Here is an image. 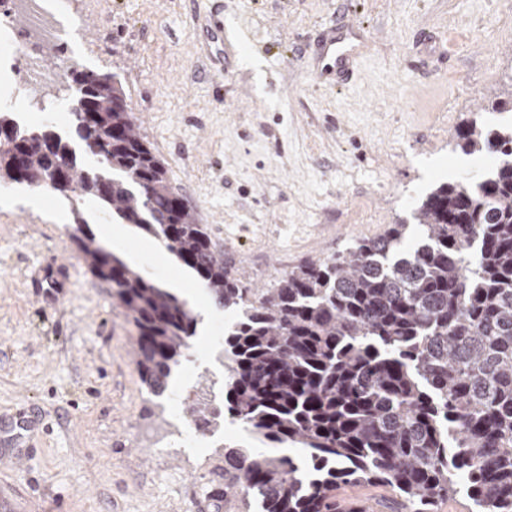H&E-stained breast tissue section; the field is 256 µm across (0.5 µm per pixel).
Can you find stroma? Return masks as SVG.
<instances>
[{
    "mask_svg": "<svg viewBox=\"0 0 512 512\" xmlns=\"http://www.w3.org/2000/svg\"><path fill=\"white\" fill-rule=\"evenodd\" d=\"M78 42L55 62L117 75L138 132L224 259L258 285L299 261L411 220L442 182L488 173L492 154L452 150L471 113L512 122V0H222L238 59L216 73L194 43L211 0H69ZM371 50L347 89L315 85L307 44L336 20ZM58 192L0 186V414L33 409L25 448L0 447V512H246L224 494L225 448L258 442L225 424L223 447H168L202 389L210 336H194L156 402L132 357L137 330L70 239ZM72 259L66 276L52 269Z\"/></svg>",
    "mask_w": 512,
    "mask_h": 512,
    "instance_id": "1",
    "label": "stroma"
}]
</instances>
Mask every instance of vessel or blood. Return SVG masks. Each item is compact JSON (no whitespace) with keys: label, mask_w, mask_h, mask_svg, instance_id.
Returning <instances> with one entry per match:
<instances>
[{"label":"vessel or blood","mask_w":512,"mask_h":512,"mask_svg":"<svg viewBox=\"0 0 512 512\" xmlns=\"http://www.w3.org/2000/svg\"><path fill=\"white\" fill-rule=\"evenodd\" d=\"M205 40L201 45L216 70H223L236 48L224 38V17L219 8H211L203 28ZM370 51V44L360 25L354 23L324 28L315 43L310 74L315 84L349 87L360 62ZM34 426L24 413L17 412L0 419V441L21 444L25 432Z\"/></svg>","instance_id":"1"}]
</instances>
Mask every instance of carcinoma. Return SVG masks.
Listing matches in <instances>:
<instances>
[{"instance_id": "carcinoma-1", "label": "carcinoma", "mask_w": 512, "mask_h": 512, "mask_svg": "<svg viewBox=\"0 0 512 512\" xmlns=\"http://www.w3.org/2000/svg\"><path fill=\"white\" fill-rule=\"evenodd\" d=\"M81 149L50 126L28 129L0 111V180L92 201L107 220L163 240L202 279L213 304L236 314L224 331V401H192L194 421L222 414L288 455L224 448V495L260 512H340L338 490L381 485L386 512H435L466 488L474 512H512V125L478 117L454 147L500 162L486 176L442 183L407 225L355 239L324 259L299 262L270 288H253L224 262L210 225L176 194L162 159L114 74L70 67ZM93 141L97 165L83 161ZM61 171L66 185L46 178ZM71 240L112 288L137 329L135 364L160 398L190 348L189 303L100 243L77 208Z\"/></svg>"}]
</instances>
